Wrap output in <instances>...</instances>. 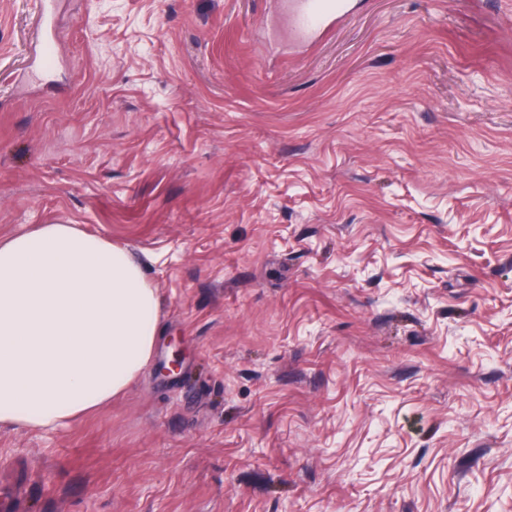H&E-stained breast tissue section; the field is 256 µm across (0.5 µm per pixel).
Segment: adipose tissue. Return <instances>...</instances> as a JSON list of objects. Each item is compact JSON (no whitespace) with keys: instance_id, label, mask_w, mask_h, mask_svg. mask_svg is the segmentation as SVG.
Wrapping results in <instances>:
<instances>
[{"instance_id":"adipose-tissue-1","label":"adipose tissue","mask_w":512,"mask_h":512,"mask_svg":"<svg viewBox=\"0 0 512 512\" xmlns=\"http://www.w3.org/2000/svg\"><path fill=\"white\" fill-rule=\"evenodd\" d=\"M160 300L127 249L74 224L0 236V429H55L149 362Z\"/></svg>"}]
</instances>
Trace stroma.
Returning a JSON list of instances; mask_svg holds the SVG:
<instances>
[{
    "label": "stroma",
    "mask_w": 512,
    "mask_h": 512,
    "mask_svg": "<svg viewBox=\"0 0 512 512\" xmlns=\"http://www.w3.org/2000/svg\"><path fill=\"white\" fill-rule=\"evenodd\" d=\"M347 3L56 0L39 82L0 0V234L161 300L124 396L0 429V512H512V0ZM283 13L287 32L299 41L320 35L345 10V0H284Z\"/></svg>",
    "instance_id": "obj_1"
}]
</instances>
